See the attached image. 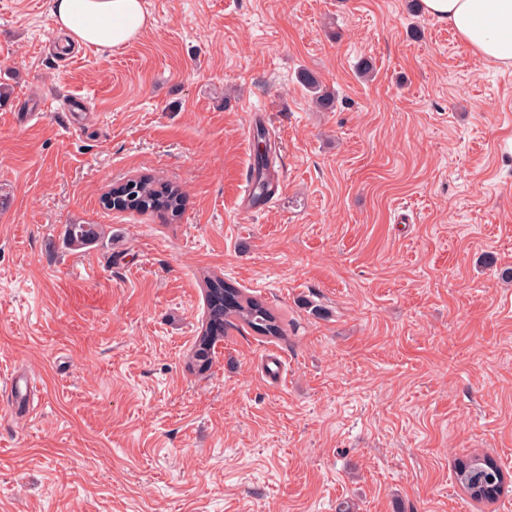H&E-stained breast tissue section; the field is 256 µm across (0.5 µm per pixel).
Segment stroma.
Returning a JSON list of instances; mask_svg holds the SVG:
<instances>
[{"label":"stroma","instance_id":"35a3bbf8","mask_svg":"<svg viewBox=\"0 0 512 512\" xmlns=\"http://www.w3.org/2000/svg\"><path fill=\"white\" fill-rule=\"evenodd\" d=\"M49 2L0 0V512H512L453 476L512 473V68L412 0H144L106 52ZM141 175L178 223L103 205ZM206 272L286 334L201 374ZM301 80L313 94V101L318 107L324 110L333 109V94L321 85L318 78L311 71H303ZM454 474L463 491L477 503L497 502L512 483L511 475L505 474L497 460L489 455L476 454L459 459Z\"/></svg>","mask_w":512,"mask_h":512}]
</instances>
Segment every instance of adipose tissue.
Returning <instances> with one entry per match:
<instances>
[{"label": "adipose tissue", "instance_id": "ef3b65f1", "mask_svg": "<svg viewBox=\"0 0 512 512\" xmlns=\"http://www.w3.org/2000/svg\"><path fill=\"white\" fill-rule=\"evenodd\" d=\"M481 59L512 67V0H423ZM55 29L70 45L109 51L149 25L144 0H51Z\"/></svg>", "mask_w": 512, "mask_h": 512}]
</instances>
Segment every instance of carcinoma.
<instances>
[{
    "mask_svg": "<svg viewBox=\"0 0 512 512\" xmlns=\"http://www.w3.org/2000/svg\"><path fill=\"white\" fill-rule=\"evenodd\" d=\"M301 80L313 94V101L318 107L333 109V94L321 85L312 72L303 71ZM268 162L269 155L257 156L255 182L262 194L270 191V182L266 176ZM112 203L126 211L151 214L163 223L171 224L180 218L184 210L185 195L177 185L152 177H140L114 187ZM67 234L72 243L85 245L96 237V225L70 224ZM203 288L207 311L205 322L201 324L195 338L193 354L199 371L210 368L213 347L224 336L226 325L237 321L263 337L280 338L284 335L282 318L273 308L246 295L224 281V278L206 274L203 277ZM454 474L463 491L477 503L497 502L512 484L497 460L489 455L476 454L458 460Z\"/></svg>",
    "mask_w": 512,
    "mask_h": 512,
    "instance_id": "cac0c4a2",
    "label": "carcinoma"
}]
</instances>
